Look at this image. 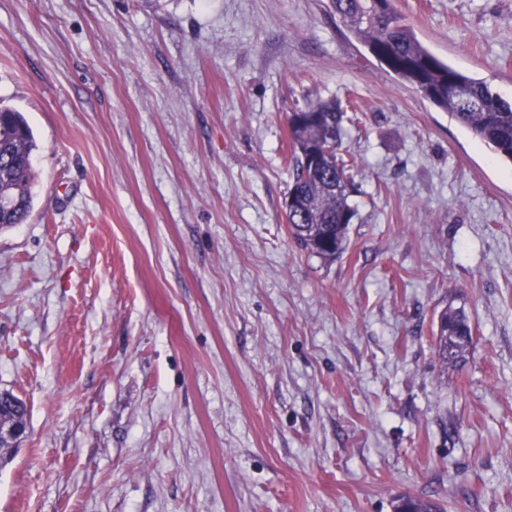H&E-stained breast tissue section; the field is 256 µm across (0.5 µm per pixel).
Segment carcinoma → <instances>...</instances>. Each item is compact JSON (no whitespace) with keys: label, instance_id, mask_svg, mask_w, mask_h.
Masks as SVG:
<instances>
[{"label":"carcinoma","instance_id":"cac0c4a2","mask_svg":"<svg viewBox=\"0 0 512 512\" xmlns=\"http://www.w3.org/2000/svg\"><path fill=\"white\" fill-rule=\"evenodd\" d=\"M339 21L376 61L431 104L454 116L495 154L512 162V102L435 56L394 7L377 15V0H330ZM344 110L334 101H317L288 123L294 169L289 192L298 205L286 214L288 232L302 250L333 261L347 248L357 211L349 203L356 192L349 164L340 154ZM38 148L21 112L0 101V230L24 224L34 209ZM448 328L436 338L435 354L457 362L472 344L465 311L452 306L440 313ZM440 512L431 499L401 496L394 510Z\"/></svg>","mask_w":512,"mask_h":512}]
</instances>
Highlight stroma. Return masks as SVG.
Listing matches in <instances>:
<instances>
[{
	"label": "stroma",
	"mask_w": 512,
	"mask_h": 512,
	"mask_svg": "<svg viewBox=\"0 0 512 512\" xmlns=\"http://www.w3.org/2000/svg\"><path fill=\"white\" fill-rule=\"evenodd\" d=\"M512 101V0H394ZM355 99L357 217L288 233V116ZM0 101L39 149L0 231V512H512V163L329 0H0ZM464 308L474 345L435 354ZM27 409L10 392H0V457L5 449L13 448L27 430Z\"/></svg>",
	"instance_id": "1"
}]
</instances>
